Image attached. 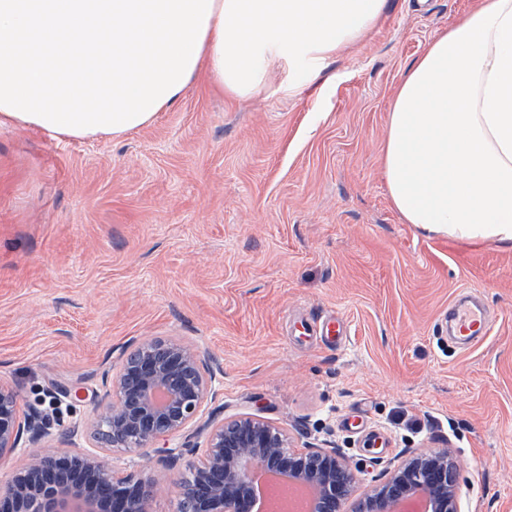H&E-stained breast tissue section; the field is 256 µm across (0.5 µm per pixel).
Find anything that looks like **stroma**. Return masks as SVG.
<instances>
[{
  "label": "stroma",
  "mask_w": 512,
  "mask_h": 512,
  "mask_svg": "<svg viewBox=\"0 0 512 512\" xmlns=\"http://www.w3.org/2000/svg\"><path fill=\"white\" fill-rule=\"evenodd\" d=\"M476 0H386L301 95L193 84L118 138L0 127V382L22 409L102 378L148 340L199 346L209 410L259 417L355 473L345 512L408 450L452 448L465 512H512V246L403 223L381 145L405 69ZM473 292L492 332L461 350ZM341 317V344L305 320Z\"/></svg>",
  "instance_id": "1"
}]
</instances>
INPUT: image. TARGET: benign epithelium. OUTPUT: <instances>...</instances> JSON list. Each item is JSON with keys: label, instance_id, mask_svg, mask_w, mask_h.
Listing matches in <instances>:
<instances>
[{"label": "benign epithelium", "instance_id": "obj_1", "mask_svg": "<svg viewBox=\"0 0 512 512\" xmlns=\"http://www.w3.org/2000/svg\"><path fill=\"white\" fill-rule=\"evenodd\" d=\"M208 356L177 338L147 341L113 369L109 390L92 417L59 435L48 414H24L19 394L0 382V460L21 457L0 483V512H150L158 492L154 468L176 472L178 512H254L253 474L275 469L308 486L312 512H342L354 474L336 448L288 446V436L255 416H211L205 445H169L218 394ZM86 434L96 442L77 446ZM48 441L37 452L29 445ZM144 460L137 479L112 469V450ZM425 498L430 512H461L458 469L451 448L421 452L391 468L358 512H394L397 503Z\"/></svg>", "mask_w": 512, "mask_h": 512}]
</instances>
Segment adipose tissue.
<instances>
[{
    "label": "adipose tissue",
    "instance_id": "1",
    "mask_svg": "<svg viewBox=\"0 0 512 512\" xmlns=\"http://www.w3.org/2000/svg\"><path fill=\"white\" fill-rule=\"evenodd\" d=\"M385 0H0V125L59 138L152 123L199 74L226 97L319 73ZM382 159L405 223L512 244V0H480L403 76Z\"/></svg>",
    "mask_w": 512,
    "mask_h": 512
}]
</instances>
